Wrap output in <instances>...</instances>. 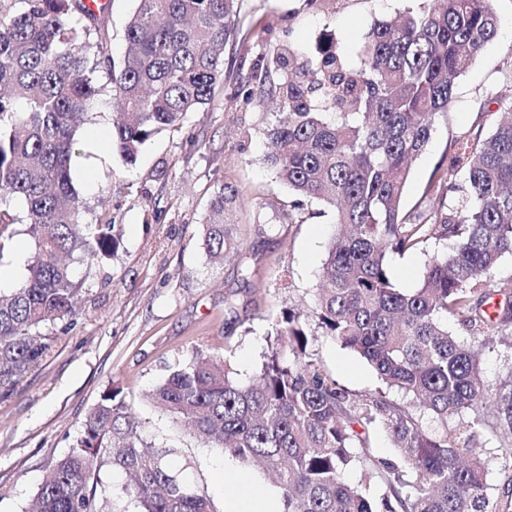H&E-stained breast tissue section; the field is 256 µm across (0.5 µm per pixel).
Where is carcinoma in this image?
I'll use <instances>...</instances> for the list:
<instances>
[{"label": "carcinoma", "instance_id": "carcinoma-1", "mask_svg": "<svg viewBox=\"0 0 512 512\" xmlns=\"http://www.w3.org/2000/svg\"><path fill=\"white\" fill-rule=\"evenodd\" d=\"M12 2L20 9L0 7V259L18 223L14 197L26 203L35 252L24 280L0 291L1 397L49 355L45 329L75 325L83 280L72 262L88 276L119 246L117 225L82 223L72 176L78 132L100 93L95 74L107 66L121 114L112 149L133 163L154 133L214 104L240 0H135L118 64L106 12L85 0ZM498 29L489 0H425L374 22L356 62L332 40L312 54L283 43L264 59L279 111L266 131L268 162L299 196L333 210L339 227L314 304L276 320L249 383L230 376L223 356L200 353L145 398L205 446L270 476L281 512H512L508 501L492 503L485 461L470 446L482 427L512 457V377L487 385L479 351L449 328L456 322L478 343L512 339V278L491 277L512 256V104L488 135L454 141L433 202L415 214L402 208L435 118ZM235 198L222 187L201 218L212 262L242 250L230 222ZM431 239L454 246L429 256L416 287H397L390 256ZM312 321L365 359L382 388L361 398L340 388L309 351ZM392 389L403 401L387 398ZM428 419L441 431L428 432ZM380 427L392 460L370 453L369 433ZM178 452L144 443L135 415L109 390L30 512H118L98 495L105 464L130 480L138 512H217L207 490L169 468ZM358 464L385 485L378 499L344 479Z\"/></svg>", "mask_w": 512, "mask_h": 512}]
</instances>
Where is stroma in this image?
<instances>
[{
    "label": "stroma",
    "instance_id": "obj_1",
    "mask_svg": "<svg viewBox=\"0 0 512 512\" xmlns=\"http://www.w3.org/2000/svg\"><path fill=\"white\" fill-rule=\"evenodd\" d=\"M490 5L498 34L457 80L451 108L436 120L412 167L405 210L423 208L431 197L456 138L490 133L494 119L478 112V101L512 96V0ZM418 6V0H241L238 35L224 57L227 77L212 108L188 113L179 126L151 136L135 164L108 147L99 154L84 150L76 159L73 178L85 223L118 224L121 244L84 281L75 325L53 328L50 355L11 396L0 397V512H27L44 475L79 436L87 412L112 388L135 411L143 442L179 448L171 467L188 468L222 512L220 471L233 467V460L174 425L144 395L171 367L199 352L227 356L240 379H249L267 350L273 322L286 309L312 305L336 231L330 210L298 205L268 165L264 132L277 115L245 104L243 94L260 90L263 60L282 42L311 53L332 37L351 56L374 21ZM226 185L238 191L234 220L252 272L246 280L238 257L213 265L200 249V218ZM13 206L19 222L0 255V286L6 288L23 279L35 250L26 207L19 200ZM290 214L294 223H284ZM446 248V241L434 239L426 252L394 256L396 285L415 287L426 253ZM309 348L348 392L361 396L378 386L367 362L321 329H314ZM474 444L489 461L488 495L499 499L512 468L489 432L478 431Z\"/></svg>",
    "mask_w": 512,
    "mask_h": 512
}]
</instances>
